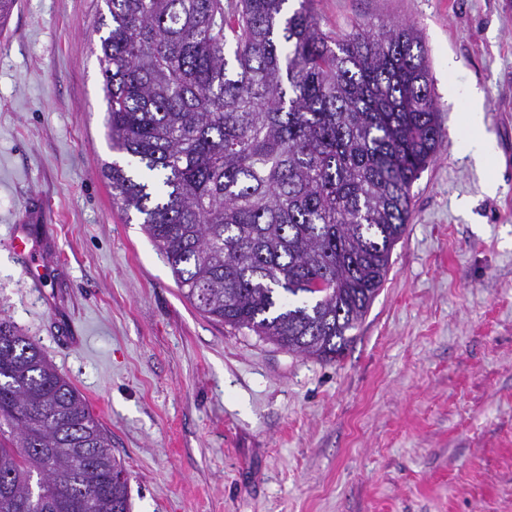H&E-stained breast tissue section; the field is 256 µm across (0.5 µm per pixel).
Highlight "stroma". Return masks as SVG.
<instances>
[{"mask_svg":"<svg viewBox=\"0 0 512 512\" xmlns=\"http://www.w3.org/2000/svg\"><path fill=\"white\" fill-rule=\"evenodd\" d=\"M316 8L339 36L413 24L440 104L436 158L336 362L198 312L113 206L104 0H17L0 34V317L111 432L130 512H512V0ZM474 88L484 166L461 121Z\"/></svg>","mask_w":512,"mask_h":512,"instance_id":"obj_1","label":"stroma"}]
</instances>
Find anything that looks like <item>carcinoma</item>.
Returning <instances> with one entry per match:
<instances>
[{
  "mask_svg": "<svg viewBox=\"0 0 512 512\" xmlns=\"http://www.w3.org/2000/svg\"><path fill=\"white\" fill-rule=\"evenodd\" d=\"M105 0L112 202L204 315L332 362L382 288L440 137L422 37L314 0ZM0 512H129L86 399L0 319Z\"/></svg>",
  "mask_w": 512,
  "mask_h": 512,
  "instance_id": "cac0c4a2",
  "label": "carcinoma"
}]
</instances>
